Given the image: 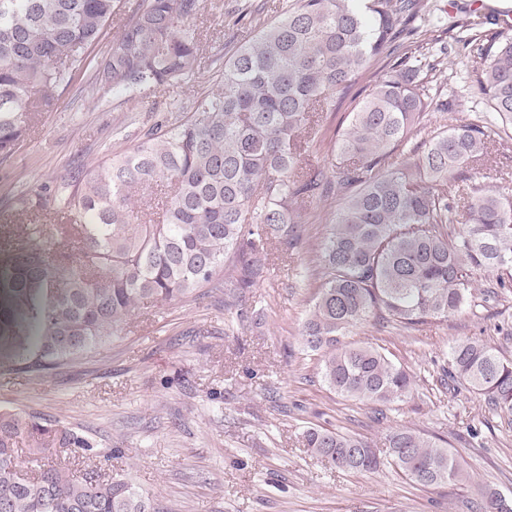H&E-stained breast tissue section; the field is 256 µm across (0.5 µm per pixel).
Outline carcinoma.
Returning <instances> with one entry per match:
<instances>
[{
  "label": "carcinoma",
  "mask_w": 512,
  "mask_h": 512,
  "mask_svg": "<svg viewBox=\"0 0 512 512\" xmlns=\"http://www.w3.org/2000/svg\"><path fill=\"white\" fill-rule=\"evenodd\" d=\"M119 0H0V155L42 112L58 107L74 74L91 67L92 91L130 95L135 106L193 77L202 55L194 20L201 0H138L100 55H90L117 15ZM265 0H239L245 32L224 56L222 79L190 112L158 117L129 150L77 170L52 198L55 224H19V244L0 262V370L47 373L103 347L141 307L164 309L211 285L235 257V287L264 282L270 247L288 253L298 200L335 198L336 222L318 255L325 282L301 337L321 356L324 383L346 398L403 400L411 374L379 350L339 337L377 312L406 327L446 318L472 297L474 273L512 277V190L473 182L467 205L448 194L496 134L487 123L437 131L398 164L392 153L420 132L424 114L448 103L428 86L436 43L446 32L476 50L469 94L512 126V29L469 11L448 23L425 0H285L262 20ZM378 59L385 72L350 112L339 164L313 165L310 150L324 112L342 101ZM165 189L153 218L150 203ZM462 228L449 238V225ZM448 377L512 413V359L475 339L448 351ZM306 447L330 466L371 473L385 462L424 486H462L459 456L411 429L370 442L306 430ZM88 451L86 437L52 423L0 412V512H161L124 479L101 468L75 474L51 458ZM38 473H21L20 452ZM481 512H512L490 488Z\"/></svg>",
  "instance_id": "cac0c4a2"
}]
</instances>
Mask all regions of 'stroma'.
<instances>
[{"label": "stroma", "instance_id": "1", "mask_svg": "<svg viewBox=\"0 0 512 512\" xmlns=\"http://www.w3.org/2000/svg\"><path fill=\"white\" fill-rule=\"evenodd\" d=\"M237 0H202L199 72L152 96L154 110L135 109L123 94L98 100L91 70L77 75L57 109L42 113L8 156H0V253L10 229L51 212L22 207L20 196L56 187L136 144L157 111L191 109L216 86L212 56L227 47ZM442 94L448 112L429 113L423 133L478 119L488 106L464 89L468 57L448 41ZM353 104L325 113L312 163L340 162L333 148ZM476 180H512V129L500 130L487 155L471 165ZM338 201L304 205L301 239L276 261L260 286L234 291L232 264L218 287L173 303L164 314L139 310L127 332L42 378L0 373V411L31 415L87 437L86 456L71 468L111 455L112 472L159 503L163 512H477L488 486L512 499V415L491 410L483 396L449 386L448 349L479 339L512 359V287L497 275H474L469 305L448 317L405 329L385 315L354 326L344 342L370 345L414 377L403 401L376 418L371 404L344 397L321 380L319 357L307 352L301 327L323 283L317 256L336 218ZM317 425L354 434L384 448L395 427L418 430L457 452L471 476L467 487L421 486L397 468L352 473L307 451L304 433Z\"/></svg>", "mask_w": 512, "mask_h": 512}]
</instances>
